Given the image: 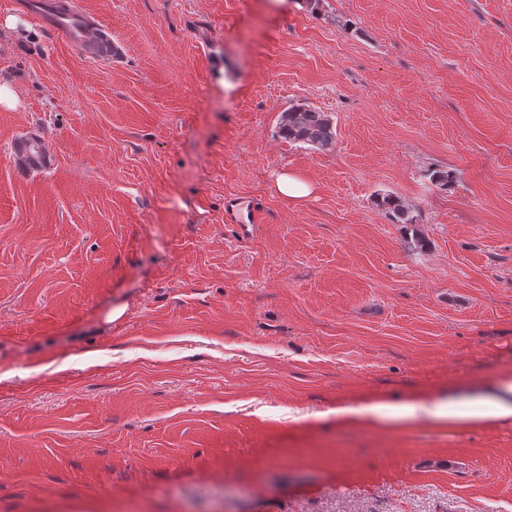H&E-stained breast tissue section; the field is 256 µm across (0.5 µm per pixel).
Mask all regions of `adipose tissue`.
Segmentation results:
<instances>
[{
    "instance_id": "obj_1",
    "label": "adipose tissue",
    "mask_w": 512,
    "mask_h": 512,
    "mask_svg": "<svg viewBox=\"0 0 512 512\" xmlns=\"http://www.w3.org/2000/svg\"><path fill=\"white\" fill-rule=\"evenodd\" d=\"M504 396H486L473 399L468 410H460L457 401H440L428 407L416 403H399L374 399L366 407L339 406L333 414L339 418H351L370 411L379 421L387 425H402L409 422L418 412H426L434 425L444 427L465 420L472 423L512 424V383L504 384Z\"/></svg>"
}]
</instances>
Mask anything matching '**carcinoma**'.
Returning <instances> with one entry per match:
<instances>
[{
    "mask_svg": "<svg viewBox=\"0 0 512 512\" xmlns=\"http://www.w3.org/2000/svg\"><path fill=\"white\" fill-rule=\"evenodd\" d=\"M278 134L290 142L307 145L314 150L324 151L333 148L336 142V130L331 116L307 104H293L282 112ZM18 153L32 169L43 163V150L38 139L25 138L17 146ZM430 182L439 189L452 186L456 173L448 169H434L429 173ZM378 206L390 211L400 224H413L415 220L398 199L392 196H379Z\"/></svg>",
    "mask_w": 512,
    "mask_h": 512,
    "instance_id": "obj_1",
    "label": "carcinoma"
}]
</instances>
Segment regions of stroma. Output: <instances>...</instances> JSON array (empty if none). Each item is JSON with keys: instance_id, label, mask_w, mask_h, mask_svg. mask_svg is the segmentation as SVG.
<instances>
[{"instance_id": "35a3bbf8", "label": "stroma", "mask_w": 512, "mask_h": 512, "mask_svg": "<svg viewBox=\"0 0 512 512\" xmlns=\"http://www.w3.org/2000/svg\"><path fill=\"white\" fill-rule=\"evenodd\" d=\"M78 3L0 0V512H512V424L330 414L512 377V0ZM35 7L44 17L48 27L64 40L75 42L81 38H97V33H94V30L96 31L94 23L77 5L64 14L55 12L52 0H37ZM278 134L289 142L319 151L333 148L336 142L331 116L307 104H293L282 112ZM18 153L32 169L39 168L43 163V150L38 139L25 138L17 146ZM276 190L289 199H302L310 195L311 186L291 174H283L276 181ZM242 200L237 197H227L224 202V221L228 224H238L242 229L248 230L249 225L263 223V213L257 204H248L247 221L243 219L240 208Z\"/></svg>"}]
</instances>
